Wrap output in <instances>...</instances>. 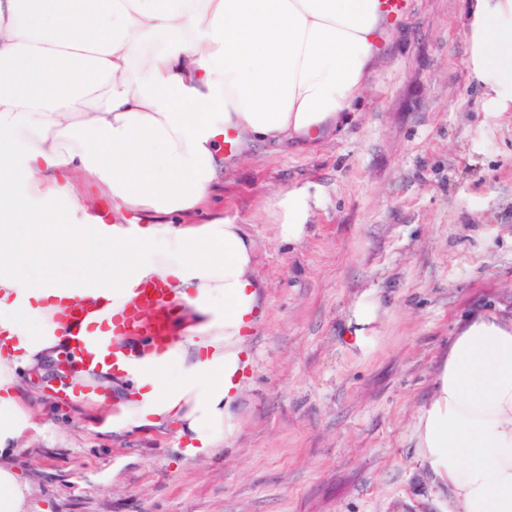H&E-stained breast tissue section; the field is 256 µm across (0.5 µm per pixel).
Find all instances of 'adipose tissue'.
<instances>
[{"instance_id": "adipose-tissue-1", "label": "adipose tissue", "mask_w": 512, "mask_h": 512, "mask_svg": "<svg viewBox=\"0 0 512 512\" xmlns=\"http://www.w3.org/2000/svg\"><path fill=\"white\" fill-rule=\"evenodd\" d=\"M383 22L379 0H0V512L31 509L11 462L35 427L19 386L64 359L67 302L91 309L85 336L122 350L105 324L161 282L184 311L172 343L116 367L74 360L68 387L96 406L118 390L110 431L176 425L188 458L234 435L260 285L255 236L202 216L221 136L306 144L336 128L370 86ZM469 39L475 77L512 100V0H474ZM62 203L71 221L53 223ZM268 208L281 240L305 236L308 194ZM59 263L88 274L58 278ZM415 428L451 512H512V319L455 336Z\"/></svg>"}]
</instances>
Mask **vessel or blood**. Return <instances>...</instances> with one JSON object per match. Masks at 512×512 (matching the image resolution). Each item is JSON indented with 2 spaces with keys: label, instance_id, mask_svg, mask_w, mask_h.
Masks as SVG:
<instances>
[{
  "label": "vessel or blood",
  "instance_id": "b4317fda",
  "mask_svg": "<svg viewBox=\"0 0 512 512\" xmlns=\"http://www.w3.org/2000/svg\"><path fill=\"white\" fill-rule=\"evenodd\" d=\"M177 318L174 305L166 299L163 284L152 281L137 288L122 319L115 323L114 333L131 338L135 345L141 341L150 348L161 351L174 337V323ZM135 345L126 350V357H136Z\"/></svg>",
  "mask_w": 512,
  "mask_h": 512
}]
</instances>
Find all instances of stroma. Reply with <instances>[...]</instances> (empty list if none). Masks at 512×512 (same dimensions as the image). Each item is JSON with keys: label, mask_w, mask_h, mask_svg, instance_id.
<instances>
[{"label": "stroma", "mask_w": 512, "mask_h": 512, "mask_svg": "<svg viewBox=\"0 0 512 512\" xmlns=\"http://www.w3.org/2000/svg\"><path fill=\"white\" fill-rule=\"evenodd\" d=\"M469 13L410 0L347 123L225 156L224 216L257 236L267 283L233 438L187 458L171 430L115 434L23 385L35 427L13 464L33 512H448L416 415L469 318H512V107L474 76ZM299 188L308 231L287 244L266 201Z\"/></svg>", "instance_id": "stroma-1"}]
</instances>
